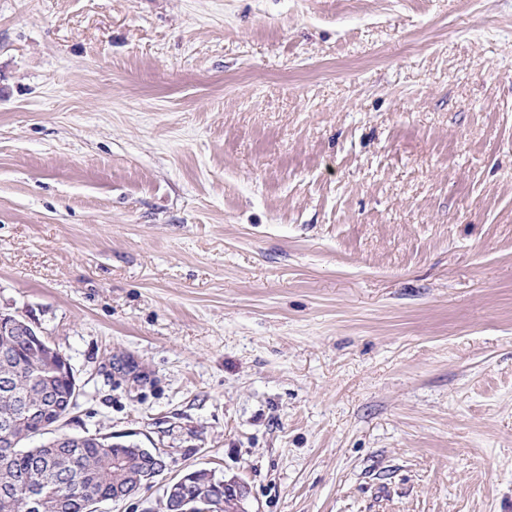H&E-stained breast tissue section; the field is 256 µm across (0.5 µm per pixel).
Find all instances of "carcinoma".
I'll return each mask as SVG.
<instances>
[{
  "label": "carcinoma",
  "mask_w": 512,
  "mask_h": 512,
  "mask_svg": "<svg viewBox=\"0 0 512 512\" xmlns=\"http://www.w3.org/2000/svg\"><path fill=\"white\" fill-rule=\"evenodd\" d=\"M43 351L14 336H0V373L8 372L12 387L0 391V424L13 425L15 448L0 452V512H28L27 490L37 488L40 512H86L94 496L112 498L117 491L139 489L137 476L145 458L121 442L108 447L85 443L58 454L51 443L24 448L22 443L38 436L40 418L27 415L20 402L39 405L42 393L53 387L61 395L72 386L54 377L42 362Z\"/></svg>",
  "instance_id": "cac0c4a2"
}]
</instances>
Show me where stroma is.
Masks as SVG:
<instances>
[{
    "label": "stroma",
    "mask_w": 512,
    "mask_h": 512,
    "mask_svg": "<svg viewBox=\"0 0 512 512\" xmlns=\"http://www.w3.org/2000/svg\"><path fill=\"white\" fill-rule=\"evenodd\" d=\"M0 309L163 481L512 512V0H0Z\"/></svg>",
    "instance_id": "obj_1"
}]
</instances>
